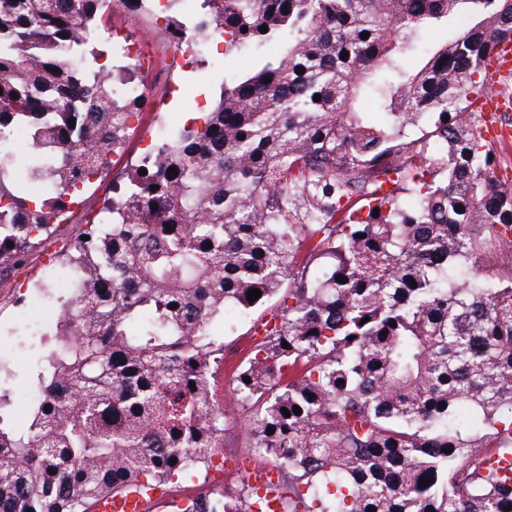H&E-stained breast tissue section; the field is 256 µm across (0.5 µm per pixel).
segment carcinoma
I'll return each mask as SVG.
<instances>
[{
  "mask_svg": "<svg viewBox=\"0 0 512 512\" xmlns=\"http://www.w3.org/2000/svg\"><path fill=\"white\" fill-rule=\"evenodd\" d=\"M111 3L0 0L1 267L126 149L142 99L114 75L133 66L83 63L107 56L96 27ZM201 9L197 40L218 31L224 60L250 66L56 254L70 293L29 424L0 427V512H89L214 467L228 304L263 308L234 381L283 512L512 509V268L481 264L512 246V187L472 109L512 0ZM435 30L444 40L421 47ZM37 178L55 200L33 195ZM258 501L244 479L191 512Z\"/></svg>",
  "mask_w": 512,
  "mask_h": 512,
  "instance_id": "obj_1",
  "label": "carcinoma"
}]
</instances>
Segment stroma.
Returning <instances> with one entry per match:
<instances>
[{"label":"stroma","mask_w":512,"mask_h":512,"mask_svg":"<svg viewBox=\"0 0 512 512\" xmlns=\"http://www.w3.org/2000/svg\"><path fill=\"white\" fill-rule=\"evenodd\" d=\"M104 32L117 31L141 49L151 51L154 70L147 75L150 94L130 123L129 139L124 154L114 157L107 173L93 179L76 202L70 204L65 222L58 224L47 243L28 249L19 265L0 271V360L15 372L12 380L0 384L6 390L9 405L0 411V427L12 429L22 425L37 401L38 389L31 379L47 353L46 341L56 331L55 314L60 299L67 293L63 284H56L53 293L39 290V283L51 281V271L43 263L46 249L62 251L82 231L86 212L98 210L112 195L115 183L123 181L128 168L135 164L148 146L177 136L187 122L189 112L204 100L219 94L224 75V55L215 53L208 65L189 70L171 69L167 45L170 32L158 22L156 13L131 15L113 0L101 20ZM224 321L228 332L224 338V367L217 374L223 387L224 462L221 470H210L176 484L178 493L196 495L215 490L236 493L242 468L257 467L248 454L247 440L241 429L244 412L237 402L232 379L234 368L245 360L250 339V320L240 309L226 308Z\"/></svg>","instance_id":"35a3bbf8"}]
</instances>
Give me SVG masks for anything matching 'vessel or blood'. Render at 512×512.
Returning <instances> with one entry per match:
<instances>
[{"mask_svg": "<svg viewBox=\"0 0 512 512\" xmlns=\"http://www.w3.org/2000/svg\"><path fill=\"white\" fill-rule=\"evenodd\" d=\"M487 75L490 92L478 102L480 112L486 113L490 121L486 126L488 139L500 142H512V126L502 123L500 114L512 111V95L506 94L502 82L512 77V40L497 42L488 62ZM167 492L153 488L145 492L129 491L124 495L109 497L94 502L91 512H156L157 508L170 506Z\"/></svg>", "mask_w": 512, "mask_h": 512, "instance_id": "obj_1", "label": "vessel or blood"}]
</instances>
